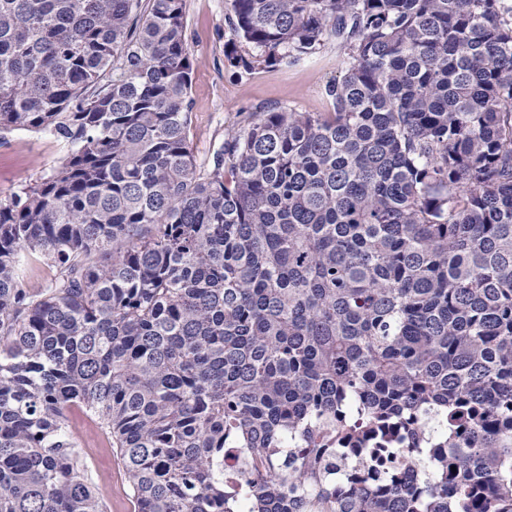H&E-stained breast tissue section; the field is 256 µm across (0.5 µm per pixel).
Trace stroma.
<instances>
[{
  "mask_svg": "<svg viewBox=\"0 0 512 512\" xmlns=\"http://www.w3.org/2000/svg\"><path fill=\"white\" fill-rule=\"evenodd\" d=\"M187 43L193 61L190 138L198 163H206L224 140L225 132L243 117L266 107L300 112H327L325 88L345 73L346 55L329 41L314 57L290 67L276 66L245 74L224 63L227 36L225 0H186ZM65 149L47 135L15 131L0 140V198L46 177L64 157ZM71 429L98 485L106 512H133L125 470L112 449L101 447L99 420L79 409ZM111 485H103V475Z\"/></svg>",
  "mask_w": 512,
  "mask_h": 512,
  "instance_id": "35a3bbf8",
  "label": "stroma"
}]
</instances>
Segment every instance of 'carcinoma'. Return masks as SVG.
Listing matches in <instances>:
<instances>
[{
	"label": "carcinoma",
	"mask_w": 512,
	"mask_h": 512,
	"mask_svg": "<svg viewBox=\"0 0 512 512\" xmlns=\"http://www.w3.org/2000/svg\"><path fill=\"white\" fill-rule=\"evenodd\" d=\"M228 2V66L346 72L203 169L186 0H0V135L66 148L0 198V512H105L75 407L134 512H236L232 444L253 512H512V4ZM71 429L77 446L82 451L88 466V475L98 488L105 512H134L125 470L112 448H101L99 435L104 436L98 418L91 412L79 408L71 417ZM112 473L109 478L112 494L101 477Z\"/></svg>",
	"instance_id": "obj_1"
}]
</instances>
